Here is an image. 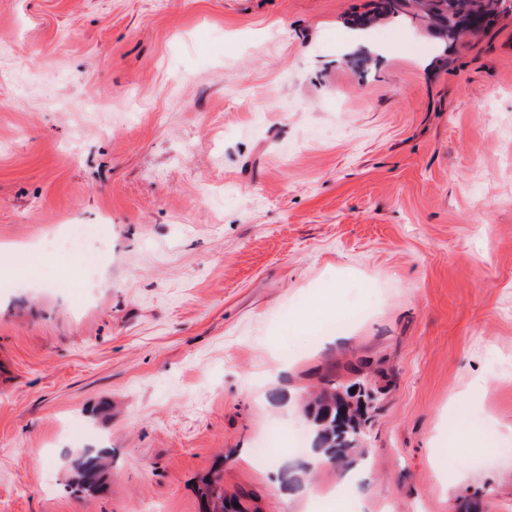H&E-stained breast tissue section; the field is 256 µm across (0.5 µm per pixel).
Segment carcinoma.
I'll use <instances>...</instances> for the list:
<instances>
[{"label":"carcinoma","instance_id":"obj_1","mask_svg":"<svg viewBox=\"0 0 512 512\" xmlns=\"http://www.w3.org/2000/svg\"><path fill=\"white\" fill-rule=\"evenodd\" d=\"M378 10L380 15L393 20L419 18L449 37L463 30H483L498 16L512 14V0H378ZM350 371L355 381L349 386L334 378H324L307 409L313 451L319 461L335 467L349 466L362 454L368 409L377 404L382 394L364 366L353 365ZM110 466L111 452L87 453L74 464L71 484L96 490ZM310 469L309 463L289 465L288 490H299ZM198 493L203 512L235 510L234 500L224 496V485L217 478L202 481Z\"/></svg>","mask_w":512,"mask_h":512}]
</instances>
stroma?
I'll list each match as a JSON object with an SVG mask.
<instances>
[{
    "label": "stroma",
    "instance_id": "stroma-1",
    "mask_svg": "<svg viewBox=\"0 0 512 512\" xmlns=\"http://www.w3.org/2000/svg\"><path fill=\"white\" fill-rule=\"evenodd\" d=\"M373 0H0V512H512V15L449 51ZM102 222L77 265L41 263ZM392 369L287 493L303 396ZM108 450V490L69 482ZM98 235V225L74 224L66 235L47 237L43 247L49 253L68 252L83 259L87 243ZM198 493L203 512H230L236 509L234 500L224 496V485L218 478L203 480Z\"/></svg>",
    "mask_w": 512,
    "mask_h": 512
}]
</instances>
